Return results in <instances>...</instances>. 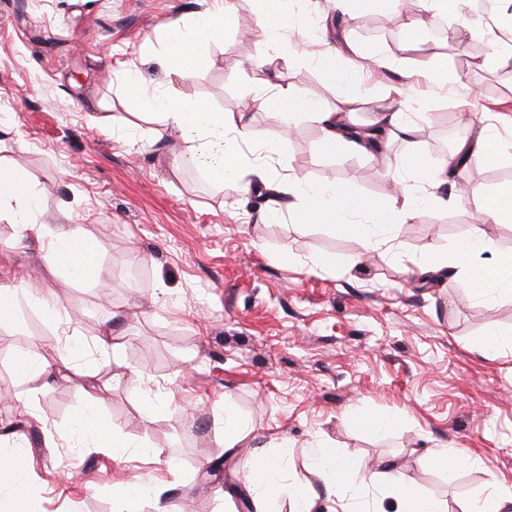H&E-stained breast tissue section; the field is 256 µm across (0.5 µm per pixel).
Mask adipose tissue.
<instances>
[{
	"label": "adipose tissue",
	"instance_id": "adipose-tissue-1",
	"mask_svg": "<svg viewBox=\"0 0 512 512\" xmlns=\"http://www.w3.org/2000/svg\"><path fill=\"white\" fill-rule=\"evenodd\" d=\"M253 11L256 26L264 36L263 51L267 57H283L288 53V35L298 22L288 0H255ZM459 0H333V7L344 19L333 45L325 47L312 59L314 66L331 84L340 88L344 101L340 108H322L315 102L299 99L293 86L279 75L256 64L254 83L260 93L259 106L265 112L271 129L260 141L254 154H246L243 146L249 138V123L245 114L226 117L212 111L204 102L183 95L176 83L190 79L194 71L207 59L210 44L223 40L224 30L236 11L235 0H225L223 6L196 14L190 21L175 20L163 32L167 83L163 89L148 92L141 78L132 76L127 91L137 98L153 121L167 133L181 141V155L197 159L219 148L218 159L208 168L209 178L226 186L247 189L244 174L249 168L260 169L261 183L267 192L287 195L289 208L298 209L306 218L330 228L335 234L358 237L364 249L370 250L395 239L400 224L414 220L430 203L420 191L421 186H438L445 182L449 172L463 162L492 163L499 157L494 136L480 131L475 139L462 140L448 160L433 165L427 160L422 144L416 143L417 127L400 112H384L372 117L357 118L351 105L355 101L360 80L358 71L346 69L347 47L351 30L348 21L370 11L391 10L400 13L408 30H425L433 19L454 10ZM309 115L320 127L321 145L325 150H363V143L350 139L351 130L372 127L380 133V146L397 141L412 142L411 150L399 156L394 163L397 175L396 191L389 201L368 200L352 204L353 194L334 183H307L284 175L279 131L293 125L300 115ZM40 205L31 175L16 167L0 166V221L19 225L23 236L35 240H49L45 264L52 275L74 281L100 284L107 271L100 260L84 261L81 254L71 253L74 242L93 243L94 238L81 225L70 224L47 236V226L39 221ZM491 243L481 228L455 248L451 262L458 278L471 282L474 296L486 301L512 290V253L498 254L490 265L480 264L481 254L490 251ZM69 254V261H61V254ZM36 302L51 322L61 320L57 304L24 284H0V315L18 313L20 298ZM80 420L75 435L80 443L97 448H126L129 440L115 434L110 423L99 418L90 405L79 406ZM287 446H280L277 455L255 453L246 458L241 468L248 489L255 490L277 485L281 495L297 504V512H320V495L313 486L291 483L278 484L276 470L280 459L288 457ZM307 469L317 475L330 494L345 500L350 490L371 483L364 474L348 463L337 460L328 448H312L307 453ZM387 481L394 497V512H445L442 503L424 496L402 471L392 470Z\"/></svg>",
	"mask_w": 512,
	"mask_h": 512
}]
</instances>
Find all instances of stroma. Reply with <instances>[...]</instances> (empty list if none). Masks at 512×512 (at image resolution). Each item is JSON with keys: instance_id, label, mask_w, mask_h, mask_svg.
<instances>
[{"instance_id": "35a3bbf8", "label": "stroma", "mask_w": 512, "mask_h": 512, "mask_svg": "<svg viewBox=\"0 0 512 512\" xmlns=\"http://www.w3.org/2000/svg\"><path fill=\"white\" fill-rule=\"evenodd\" d=\"M212 3L0 0V166L33 176L50 226L80 224L96 238L109 284L104 291L49 276L39 244L0 222V282L24 280L53 295L63 318L51 324L25 299L19 318H0V454L24 446L29 512H120L118 491L129 483L162 487L171 512H248L254 496L240 460L224 455L230 402L251 429L245 451L291 442L292 479L319 485L305 469V452L323 446L371 472L364 507H390L384 474L396 464L447 512H466L474 498L512 485V297L480 301L453 269L424 275L419 267L449 257L470 234L461 187L512 185V67L483 64L443 88L424 74L407 79L402 71L413 58L397 54L398 35L382 34L398 14L353 21L354 64L374 54L388 60L361 82L362 98L401 88L396 108L416 122L430 163L465 136L463 102L491 125L502 151L499 163L468 165L438 189V204L400 226L394 251H367L293 211L258 222L273 198L241 196L211 182L198 164L174 162L172 136L157 133L126 95L127 71L150 85L163 79L158 37L167 24ZM296 9L302 32L279 70L299 99L340 106L338 89L307 61L335 25L331 0H298ZM448 19L479 24L475 41L485 55L512 46V28L494 8L477 12L464 0ZM251 21L243 2L237 27L211 45L208 64L180 90L213 111L247 114L259 141L269 123L253 74L233 64L261 51L259 35L241 31ZM103 101L114 116L107 125L98 121ZM320 139L307 117L283 134L288 174L387 199L371 154H332ZM328 252L354 263L321 270L313 260ZM133 265L145 285L122 278ZM110 317L142 385L115 378L104 361L85 369ZM492 331L503 339L490 349ZM67 344L75 349L67 376L19 371L22 354L33 350L53 364ZM163 397L170 413L146 415L150 400ZM87 403L134 447L119 455L77 447L72 422ZM378 415L392 420L380 436L362 422ZM156 448L160 456L147 457ZM442 448L465 455L454 476L424 463Z\"/></svg>"}]
</instances>
